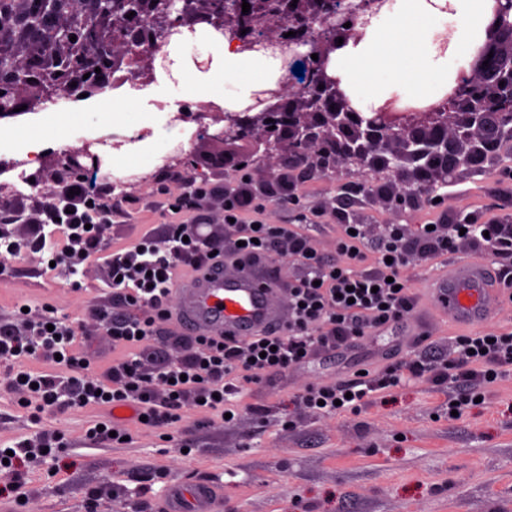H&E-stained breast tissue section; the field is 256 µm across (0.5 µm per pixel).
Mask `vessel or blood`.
<instances>
[{
    "label": "vessel or blood",
    "mask_w": 512,
    "mask_h": 512,
    "mask_svg": "<svg viewBox=\"0 0 512 512\" xmlns=\"http://www.w3.org/2000/svg\"><path fill=\"white\" fill-rule=\"evenodd\" d=\"M435 300L445 316L481 325L502 305L499 289L491 287L488 269L480 261L461 259L435 287ZM175 311L192 330L218 339L226 334L245 336L279 321L283 305L270 279L254 269L228 275L221 260H213L205 275L188 280L177 290ZM219 491L212 484L194 482L169 489L163 512H219Z\"/></svg>",
    "instance_id": "vessel-or-blood-1"
}]
</instances>
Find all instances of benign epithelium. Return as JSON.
<instances>
[{"label": "benign epithelium", "mask_w": 512, "mask_h": 512, "mask_svg": "<svg viewBox=\"0 0 512 512\" xmlns=\"http://www.w3.org/2000/svg\"><path fill=\"white\" fill-rule=\"evenodd\" d=\"M244 2L250 4L246 14ZM387 2L298 0L293 7V0H13L0 26L22 23L30 37L0 49V121L62 90L97 97L125 70L149 80L154 55L135 51L146 35L189 37L208 29L250 51L283 57L277 86L255 93L253 103L234 110L202 105L204 116L221 127H205L200 136L241 147L248 163L260 151L271 158L286 149L288 165L309 174L334 175L352 162L374 174L362 185L368 195L398 210L429 203L461 168L492 164L495 145L512 137V62L495 55L479 70H460L453 94L431 107L395 112L399 99L391 97L360 112L347 101L332 61L341 47L364 39ZM487 19L485 57L493 44L512 39V0H495ZM289 31L295 35L285 36ZM296 46L312 48L318 59L284 56ZM299 59L302 80L290 77ZM36 160L42 171L82 178L102 165L83 146L46 151ZM293 191L294 184L272 170L258 184L259 193L274 199L291 198Z\"/></svg>", "instance_id": "obj_1"}]
</instances>
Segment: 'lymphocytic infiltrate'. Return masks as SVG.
I'll use <instances>...</instances> for the list:
<instances>
[{"label":"lymphocytic infiltrate","mask_w":512,"mask_h":512,"mask_svg":"<svg viewBox=\"0 0 512 512\" xmlns=\"http://www.w3.org/2000/svg\"><path fill=\"white\" fill-rule=\"evenodd\" d=\"M234 176L239 183L224 197L225 217L242 226V244L230 257L245 265L271 256L280 241L298 257L307 274L288 284V322L256 336L215 341L187 337L179 355L165 356L161 339L170 321L169 301L178 285V272L197 270L211 261V248L185 236L182 225H166L163 233L148 232L132 249L108 259L110 292L90 308L112 346L127 349V356L105 372L96 369L92 354L74 355L76 328L55 310L39 314L18 313L27 326L18 334L0 323V361L8 362V385L19 391L25 407L41 413L64 411L88 405H132L142 419V429L169 440L170 431L190 420L200 425L224 422L228 395L248 384L258 385L273 375L300 368L311 358L354 347L366 336L396 331L414 309L403 277L413 261H433L455 253L458 244L469 241L475 254L489 256L496 264L498 283L512 288V224L489 220L467 227L449 225L447 230L418 225H386L378 242H370L364 225L342 231L337 241L336 261L324 260L309 249L307 238L294 229L274 224L252 227L247 211L264 208L263 199L249 195L246 168ZM66 224L67 248L57 254V265L73 269L99 251L104 225H87L82 214L60 213ZM371 270H364L366 259ZM127 307L113 310L114 303ZM28 358L57 360L59 369L37 376L25 375L20 363ZM512 366V331L492 335L455 337L447 356L432 364L420 359L386 367L376 379L354 378L346 383L307 385L296 398L297 406L315 415L336 409L355 411L372 392L399 387L404 376L431 377L454 393L457 412H464L479 396L484 384L495 382L505 367ZM59 433L45 430L36 438L19 442L12 453L0 450L16 475L0 486V496H16L23 483L18 470L29 455L60 445Z\"/></svg>","instance_id":"f902f5d3"}]
</instances>
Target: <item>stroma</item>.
I'll return each instance as SVG.
<instances>
[{"instance_id":"1","label":"stroma","mask_w":512,"mask_h":512,"mask_svg":"<svg viewBox=\"0 0 512 512\" xmlns=\"http://www.w3.org/2000/svg\"><path fill=\"white\" fill-rule=\"evenodd\" d=\"M198 41L182 46L181 68L154 61V78L143 91L127 95L132 113L154 118L149 140L158 151L123 146L103 154V173L120 170V190L105 195L111 209L103 252L80 266L76 276L52 269L50 262L67 242L66 227L44 224L41 197L14 194L9 205L20 214L11 224L15 238L44 236L43 250H28L0 272V319H10L20 305L53 304L59 315L80 327L88 350L98 352L101 366L122 357L88 309L102 295L107 281V254L125 252L152 229L165 224L210 222L222 227L225 247H232L240 228L224 221L222 196L226 181L221 170L207 173L210 196L206 209H176L184 180L160 174L165 161L175 160L195 146L192 119L176 120L184 103L198 104L200 96L180 93L178 79L188 75L208 83L223 67L213 56L208 71L195 68ZM45 108L20 120L0 122V145L11 148L29 132H39L48 148L78 147L107 135L133 134L130 125L112 121L96 106L85 110L79 133L69 124L44 125ZM496 161L487 170L467 171L454 180L444 204L398 211L355 193L364 173L356 166L336 176L311 175L299 180L300 205L269 200L262 220L268 224L307 225L308 244L318 255L336 257L340 227L333 209L342 207L367 226L376 238L385 225L440 224L452 213L480 221L512 213V140L502 141ZM447 261L413 262L406 271L416 313L407 330L396 336H367L357 347L321 356L304 368L261 385H248L233 397L236 420L199 430L188 450L141 429L131 443L109 448L87 444L84 434L100 418L97 407L64 413L32 414L19 405L6 386L7 369L0 365V448L33 437L43 429L59 432L65 443L59 453L31 458L15 512H88V494H96L95 512H156V504L171 486L207 481L224 491V512H512V376L485 386L476 406L456 417L448 413L450 389L431 380L413 378L392 391L377 392L360 412L331 416L301 414L293 397L307 383H341L356 369L371 374L419 354L447 351L451 340L471 333L469 325L444 318L433 303L429 280L447 270Z\"/></svg>"}]
</instances>
